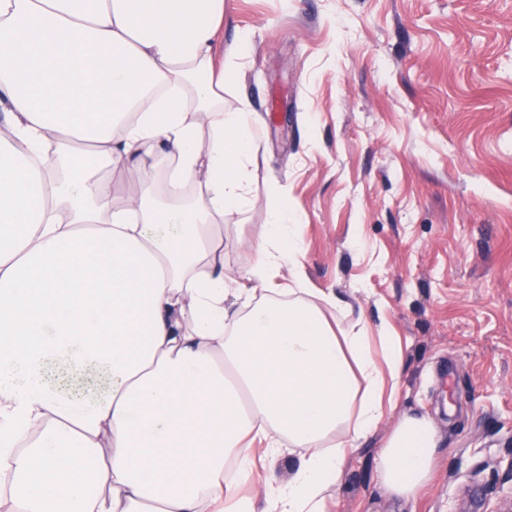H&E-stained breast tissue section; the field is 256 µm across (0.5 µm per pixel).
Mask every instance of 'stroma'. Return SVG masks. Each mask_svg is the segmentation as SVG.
<instances>
[{"instance_id":"1","label":"stroma","mask_w":512,"mask_h":512,"mask_svg":"<svg viewBox=\"0 0 512 512\" xmlns=\"http://www.w3.org/2000/svg\"><path fill=\"white\" fill-rule=\"evenodd\" d=\"M242 37L224 99L265 131L224 273L243 280L284 195L301 250L277 283L335 291L329 320L362 322L377 358L388 332L405 364L329 512H512V0H224V41ZM166 168L113 171L117 197L164 194ZM404 411L441 436L411 507L373 470Z\"/></svg>"}]
</instances>
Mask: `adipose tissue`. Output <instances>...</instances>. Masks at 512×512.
Listing matches in <instances>:
<instances>
[{
  "label": "adipose tissue",
  "mask_w": 512,
  "mask_h": 512,
  "mask_svg": "<svg viewBox=\"0 0 512 512\" xmlns=\"http://www.w3.org/2000/svg\"><path fill=\"white\" fill-rule=\"evenodd\" d=\"M247 39L224 0H0V501L12 512H326L350 452L384 417L401 358L376 361L334 293L274 286L295 262L276 197L248 287L213 230L248 205L260 115L224 103ZM170 201L114 200L112 169L152 147ZM191 197H184L185 186ZM438 432L401 415L374 471L414 502ZM295 455L243 494L254 453Z\"/></svg>",
  "instance_id": "adipose-tissue-1"
}]
</instances>
